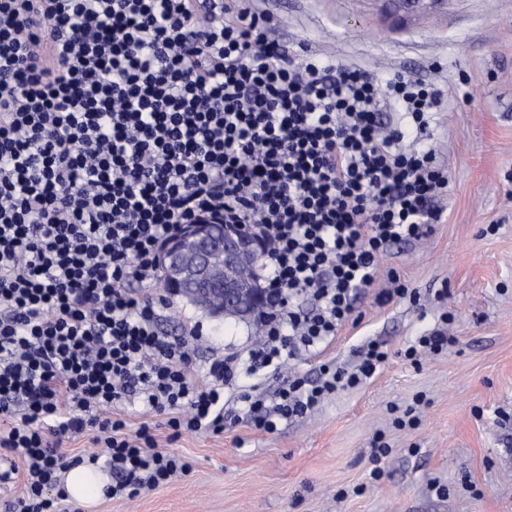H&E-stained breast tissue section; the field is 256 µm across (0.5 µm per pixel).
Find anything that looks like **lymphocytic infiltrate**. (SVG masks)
<instances>
[{
	"instance_id": "lymphocytic-infiltrate-1",
	"label": "lymphocytic infiltrate",
	"mask_w": 512,
	"mask_h": 512,
	"mask_svg": "<svg viewBox=\"0 0 512 512\" xmlns=\"http://www.w3.org/2000/svg\"><path fill=\"white\" fill-rule=\"evenodd\" d=\"M244 0H0V482L24 477L13 512H60L65 434L92 432L109 496L136 497L191 471L157 448L224 430V399L260 431L307 415L386 359L368 342L355 370L281 378L242 372L335 337L385 248L442 221L447 185L423 133L440 90L398 73L333 64L272 38ZM209 217L268 246L258 344L198 366L149 287L158 247Z\"/></svg>"
}]
</instances>
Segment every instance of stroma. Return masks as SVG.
I'll use <instances>...</instances> for the list:
<instances>
[{"mask_svg":"<svg viewBox=\"0 0 512 512\" xmlns=\"http://www.w3.org/2000/svg\"><path fill=\"white\" fill-rule=\"evenodd\" d=\"M249 5L277 19L289 50L437 85L442 104L423 139L448 168L442 221L390 245L335 338L287 364L311 378L324 362L351 369L374 340L388 357L370 379L271 433L239 421L173 441L157 426L159 447L191 471L82 512H512V0H445L402 21L387 0ZM392 273L418 302L381 301ZM194 323L203 363L253 340L250 321L216 320L179 299L161 328L178 336ZM444 326L454 343L412 365L406 348Z\"/></svg>","mask_w":512,"mask_h":512,"instance_id":"1","label":"stroma"}]
</instances>
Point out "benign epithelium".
Wrapping results in <instances>:
<instances>
[{"mask_svg":"<svg viewBox=\"0 0 512 512\" xmlns=\"http://www.w3.org/2000/svg\"><path fill=\"white\" fill-rule=\"evenodd\" d=\"M263 243L241 224H184L159 249L163 287L187 300L218 294L224 304L211 316L252 313L263 302V289L240 280L239 267L258 259Z\"/></svg>","mask_w":512,"mask_h":512,"instance_id":"obj_1","label":"benign epithelium"}]
</instances>
